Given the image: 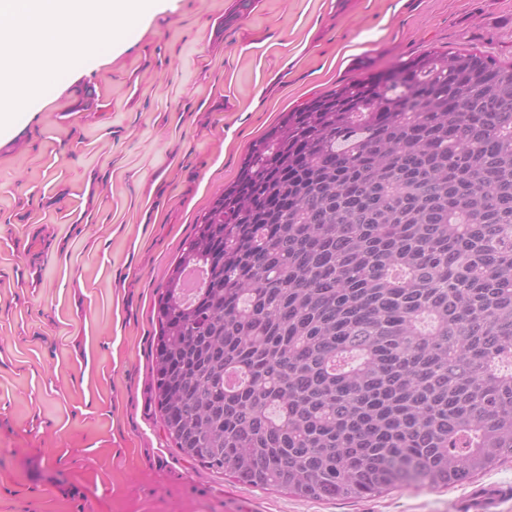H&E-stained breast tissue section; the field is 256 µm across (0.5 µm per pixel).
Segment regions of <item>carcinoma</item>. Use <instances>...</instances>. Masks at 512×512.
Wrapping results in <instances>:
<instances>
[{"label":"carcinoma","mask_w":512,"mask_h":512,"mask_svg":"<svg viewBox=\"0 0 512 512\" xmlns=\"http://www.w3.org/2000/svg\"><path fill=\"white\" fill-rule=\"evenodd\" d=\"M157 320L165 431L242 484L360 499L512 461V63L429 51L285 113Z\"/></svg>","instance_id":"cac0c4a2"}]
</instances>
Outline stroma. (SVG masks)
Returning a JSON list of instances; mask_svg holds the SVG:
<instances>
[{
	"label": "stroma",
	"instance_id": "35a3bbf8",
	"mask_svg": "<svg viewBox=\"0 0 512 512\" xmlns=\"http://www.w3.org/2000/svg\"><path fill=\"white\" fill-rule=\"evenodd\" d=\"M432 49L512 62V0H155L0 130V512H456L238 483L151 404L158 296L251 144Z\"/></svg>",
	"mask_w": 512,
	"mask_h": 512
}]
</instances>
